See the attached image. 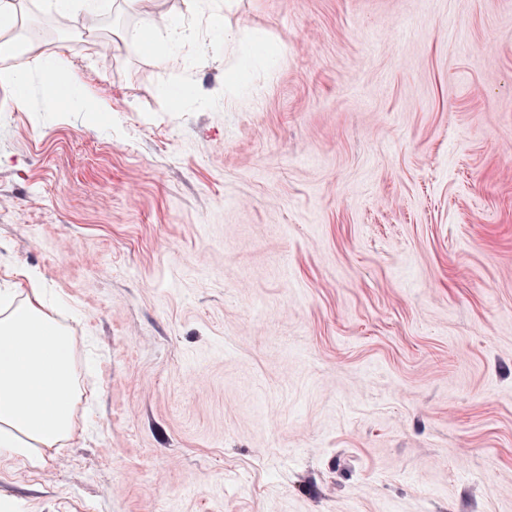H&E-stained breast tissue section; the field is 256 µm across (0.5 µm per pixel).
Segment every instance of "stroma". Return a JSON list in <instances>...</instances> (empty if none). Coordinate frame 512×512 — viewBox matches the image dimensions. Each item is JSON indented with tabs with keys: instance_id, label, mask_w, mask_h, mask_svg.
<instances>
[{
	"instance_id": "stroma-1",
	"label": "stroma",
	"mask_w": 512,
	"mask_h": 512,
	"mask_svg": "<svg viewBox=\"0 0 512 512\" xmlns=\"http://www.w3.org/2000/svg\"><path fill=\"white\" fill-rule=\"evenodd\" d=\"M164 8L165 65L138 0L0 87V289L73 308L94 419L0 512H512V0ZM245 34L282 55L240 97ZM166 26L178 37H171L169 42L161 43L157 38V25L153 17L144 20L137 38V47L139 51L159 62L167 60L173 53L183 45V32H179L180 23L173 18L168 17ZM43 68L46 78L43 82L42 93L45 98L59 105L64 112H68L74 96L78 94V87L74 80L65 81L57 75L56 68L51 61H44Z\"/></svg>"
}]
</instances>
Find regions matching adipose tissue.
<instances>
[{"label":"adipose tissue","instance_id":"ef3b65f1","mask_svg":"<svg viewBox=\"0 0 512 512\" xmlns=\"http://www.w3.org/2000/svg\"><path fill=\"white\" fill-rule=\"evenodd\" d=\"M15 23L11 0H0V86L11 88L16 104H23L25 84L12 58L28 52L35 36L9 37ZM174 36L160 42L153 18H146L138 34L139 51L165 61L183 44L180 24L168 19ZM276 43L255 39L236 63L225 69L224 85L237 87L242 72L257 64L278 61ZM30 288L25 297L0 291V459L18 458L31 466L45 462V453L64 447L76 429L75 409L81 394L75 382L73 339L55 317L57 307L40 288L35 272L24 271Z\"/></svg>","mask_w":512,"mask_h":512}]
</instances>
